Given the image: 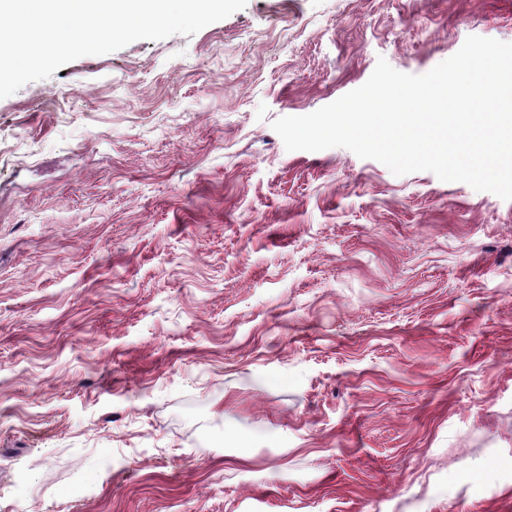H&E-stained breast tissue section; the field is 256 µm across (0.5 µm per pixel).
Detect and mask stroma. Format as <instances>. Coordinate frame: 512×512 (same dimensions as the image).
<instances>
[{
  "label": "stroma",
  "instance_id": "obj_1",
  "mask_svg": "<svg viewBox=\"0 0 512 512\" xmlns=\"http://www.w3.org/2000/svg\"><path fill=\"white\" fill-rule=\"evenodd\" d=\"M512 0H247L0 99V512H512V201L282 116Z\"/></svg>",
  "mask_w": 512,
  "mask_h": 512
}]
</instances>
